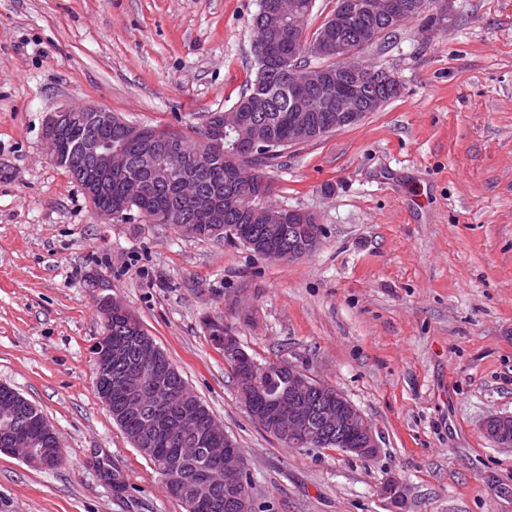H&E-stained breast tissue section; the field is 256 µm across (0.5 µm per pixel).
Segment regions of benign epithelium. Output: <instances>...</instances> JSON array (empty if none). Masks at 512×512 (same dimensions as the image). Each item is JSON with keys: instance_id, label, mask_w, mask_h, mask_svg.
Returning <instances> with one entry per match:
<instances>
[{"instance_id": "1", "label": "benign epithelium", "mask_w": 512, "mask_h": 512, "mask_svg": "<svg viewBox=\"0 0 512 512\" xmlns=\"http://www.w3.org/2000/svg\"><path fill=\"white\" fill-rule=\"evenodd\" d=\"M429 0H343L332 16L329 27L323 29L313 41L300 36L301 47L308 56L324 57L336 53L343 57L353 54L354 48L344 45L343 32L347 29L358 30L360 47L364 48L381 36V32L361 28L363 16L375 14L386 18L390 27L397 26L404 19L416 18L428 12ZM370 81V72L359 62L343 69H336V77H331L323 66H311L307 63L296 64L289 71L288 88L297 97L302 98L312 91L336 92V129H343L359 123L367 113L380 110L384 103L379 99L364 97V87ZM213 121L204 123L202 133L197 137L199 152L204 153L211 147L221 145L224 130H235L243 124L259 129V134L236 142L234 155L243 157L256 148L264 149L270 142L269 132L262 121L245 122V118L234 107L212 115ZM116 115L96 106H82L61 109L49 117L44 129V140L50 157L62 162L72 178L80 185L90 201L108 193L112 187V171L124 166L126 154L122 149L112 147V141L98 136L100 128L112 127ZM292 127L298 139H310L311 114L300 107L292 114ZM127 139L140 140L145 148L140 155V166L153 171L157 165L156 150L144 128L131 126ZM168 173L179 178L190 169V159L173 145L169 151ZM192 210L209 217L213 224L223 220L219 202L209 196L200 195L193 199ZM293 218L303 224L317 223L316 217L307 211H280L270 215L275 222ZM320 237L310 235L299 242L297 248L282 251H264L263 258H275L280 261L298 260L313 252ZM93 293L99 313L105 322V333L94 347L95 383L100 386L98 397L107 410H112V362L126 359V350L112 346V309H124V305L108 293V285L94 282ZM216 325L224 331L220 336L224 361L232 367L238 365L256 366L262 369H288V394L275 402L274 422L279 435L288 440V446L320 448L324 443L322 431L341 435L346 425L357 423L360 447L346 448L344 452L360 457L375 456L380 449V433L342 391L311 377L306 370L286 360L260 364L252 359L239 345L229 326L218 321ZM155 389H165L163 377L157 371L156 353L151 347H139L138 359L130 364L124 382V392L128 408L135 409L139 403L145 385ZM313 389L322 398L326 406L320 409L310 408L297 402L303 392ZM173 397L167 393L156 399L155 413L148 426L162 431L168 416V406ZM37 416V408L29 403L22 405L15 401L0 403V418L8 419V425L0 442V452L21 458L31 467L47 469L64 457L61 442L53 448L39 447V440L28 430L31 418ZM481 429L485 436L500 446L512 445V416H493L483 421ZM213 468L222 472L227 481L234 482L246 474L245 463L230 437L224 440V453L213 462Z\"/></svg>"}]
</instances>
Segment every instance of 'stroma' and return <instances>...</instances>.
<instances>
[{"label": "stroma", "instance_id": "obj_1", "mask_svg": "<svg viewBox=\"0 0 512 512\" xmlns=\"http://www.w3.org/2000/svg\"><path fill=\"white\" fill-rule=\"evenodd\" d=\"M259 0H0V384L34 403L64 461L0 453V512H185L95 390L104 331L90 280L140 321L240 448L255 512H512V0H448L359 50L401 91L360 123L288 148L272 204L313 213L281 262L138 213L98 220L50 159L48 116L94 105L190 132L255 75ZM258 362L344 392L376 457L288 448L254 423L204 317ZM401 504L381 494L386 480ZM320 237L317 235H310L303 239V241L299 242L296 249H290L288 252L282 251H264L255 254L263 257V258H275L280 261L288 260V262L295 261L304 257L311 252H313L319 244ZM481 429L485 436L500 446L510 447L512 438V416H493L483 421Z\"/></svg>", "mask_w": 512, "mask_h": 512}]
</instances>
